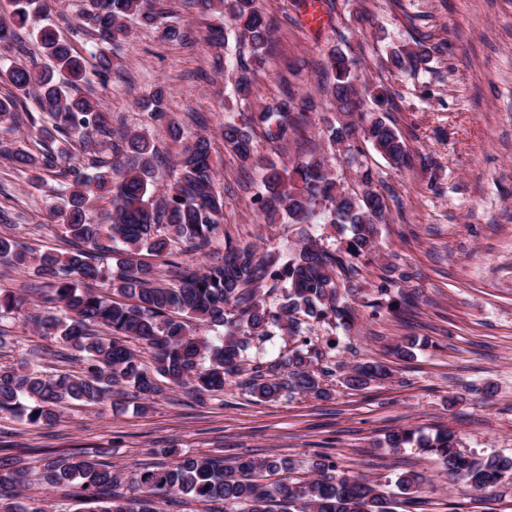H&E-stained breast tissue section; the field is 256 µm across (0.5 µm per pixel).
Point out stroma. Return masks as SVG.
Segmentation results:
<instances>
[{"instance_id": "obj_1", "label": "stroma", "mask_w": 512, "mask_h": 512, "mask_svg": "<svg viewBox=\"0 0 512 512\" xmlns=\"http://www.w3.org/2000/svg\"><path fill=\"white\" fill-rule=\"evenodd\" d=\"M328 25L310 28L305 0H264L278 22L272 50L257 80L263 103L280 96L281 79L321 100L327 77L320 64L330 49L350 47L360 57L363 79L386 85L393 104L389 118L416 161L414 170L391 169L370 147L361 161L392 185L386 224L381 225L370 262L361 264L356 292L346 300L355 316L350 333L311 325L316 343L336 341L328 359L336 376L328 400L300 393L259 402L235 385L220 399L197 404L184 388L170 385L148 408L115 397L98 406L65 405L53 427H38L0 415V445L49 449L80 455L108 447L119 471L122 493H130L142 464L160 461V451L201 452L228 459L276 454L296 462L332 456L339 469L383 482L416 471L429 483L418 512H512V482L473 492L464 479L446 474L434 457L409 446L387 448L385 437L401 429L433 434L457 432L463 452L512 457V0H318ZM170 20L191 30L194 46L158 38L138 29L113 50L112 81L91 84L113 127L148 131L159 151L158 185L168 184L182 149L164 123L152 121L142 102L156 87L168 92L171 118L184 122L186 138L209 134L224 192L222 232L201 251L186 253L194 266L224 255L226 241L255 244L287 254L310 236L331 250L343 246L346 231L328 217L316 224H263L252 207L263 188L264 162L287 164L311 155H332L333 177L357 188L356 166L333 155L323 112L310 113L306 130L287 141L254 138L256 163L240 168L220 138L224 119L250 111L214 67V52L197 8L186 0H162ZM370 17L364 27L356 11ZM432 34L440 51L429 70L390 72V47ZM62 179L46 175L31 186L24 173L0 157V206L14 225L0 233L44 251L63 250L61 228L50 210ZM415 271L407 290L415 309L373 314L388 263ZM418 341L412 360H399L394 346L404 337ZM364 361L388 365L392 378L362 391L346 389L341 375Z\"/></svg>"}]
</instances>
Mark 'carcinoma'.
Listing matches in <instances>:
<instances>
[{
	"mask_svg": "<svg viewBox=\"0 0 512 512\" xmlns=\"http://www.w3.org/2000/svg\"><path fill=\"white\" fill-rule=\"evenodd\" d=\"M11 12L0 19V79L10 86L0 96V123L17 122V107L29 100L39 109L26 112L28 123L40 136L60 141L56 148L41 147L34 154L12 150L0 142L7 156L29 183L37 186L43 175L59 169L71 149L87 153L102 147L112 160L98 155L88 162L71 164L60 175L68 180L63 204L53 207L62 233L72 249L64 254H37L7 234H0V261L16 270L32 268L47 281L50 293L42 297L47 314L33 319L39 335L60 344L57 350H34L23 359L0 361V413L21 417L31 425L50 426L66 402L99 405L122 387L133 399L150 401L160 395V379L188 385L202 403L224 393L231 382L260 401H275L286 393H305L319 399L331 396L323 378L333 375L325 351L309 336L310 321L332 323L348 333L354 327L344 291L352 290L358 273L355 262L374 252L378 226L386 223V198L390 186L361 165L356 169L360 192L345 190L330 176L325 158L313 155L292 167L267 161L264 191L252 205L265 224H311L319 210L327 208L331 223L348 225L352 235L338 250H328L306 237L282 258L260 254L254 246H225L224 258L199 269L180 258L179 245L201 248L221 226L224 193L216 186L211 141L198 135L177 156L176 178L165 188V202L153 204L156 148L146 132H120L103 115L97 99L80 92L93 75L106 86L112 80V47L128 40L130 23L159 33L167 41L194 43L190 33L163 21L155 0H83L74 31L99 40L93 71L87 60L46 23L42 0H9ZM200 12L219 20L206 24V41L219 50L233 29L248 47L246 58L232 74L238 98L259 96L254 75L266 65L274 27L263 0H199ZM35 38L39 55L50 65L31 61L27 66L10 62L8 53L22 51L19 30ZM437 44L429 36L394 47L387 62L397 71L418 72L429 68ZM359 59L336 47L324 66L332 77L325 88L330 97L324 118L330 145L349 156L367 143L388 165L399 171L412 167L406 143L386 116L392 94L383 84L361 82ZM166 91L156 89L144 99L154 121H166L168 133L182 137L178 122L168 118ZM308 101L283 91L273 106L241 119L228 118L221 132L224 146L241 166L253 163L256 131L272 143L287 139L289 132L306 128ZM127 159L122 180L112 183V167ZM110 196L108 224H94L88 217L93 201ZM116 261L117 274L102 266L98 255ZM414 272L386 267L378 295L385 303L370 304L401 312L413 303L402 290L391 287L413 279ZM279 292L278 303L263 298L265 287ZM25 302L10 291L0 292V319L18 315ZM221 327L218 336L197 335V327ZM276 336L291 341L288 355L271 361H255L253 348ZM145 342L153 358L148 366L126 343ZM77 364V369H45L46 357ZM391 369L379 362H360L348 369L343 384L362 390L383 382ZM393 449L414 445L437 457L450 475H460L474 492H485L506 479L512 480V458L466 454L459 449L457 434L440 428L431 436L400 429L385 437ZM108 448L84 451L79 460L48 454L37 471L46 490L73 489L70 500L84 512H165V507L203 503L208 512H398L402 505L424 503L425 479L407 472L395 481L396 491L362 476L338 469L329 455L308 465L297 483H273L268 477L295 469V463L278 455L239 457L231 464L209 454H184L167 465L145 468L136 474L135 495L116 491L118 473L104 460ZM29 471L23 453L0 448V512H49L47 500L25 494Z\"/></svg>",
	"mask_w": 512,
	"mask_h": 512,
	"instance_id": "carcinoma-1",
	"label": "carcinoma"
}]
</instances>
